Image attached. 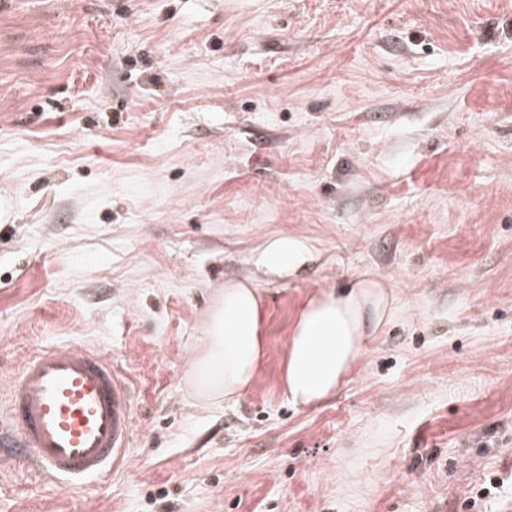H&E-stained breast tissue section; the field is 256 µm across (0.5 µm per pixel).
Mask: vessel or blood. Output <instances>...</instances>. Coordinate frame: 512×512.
Here are the masks:
<instances>
[{"mask_svg":"<svg viewBox=\"0 0 512 512\" xmlns=\"http://www.w3.org/2000/svg\"><path fill=\"white\" fill-rule=\"evenodd\" d=\"M135 393L118 358L77 344L31 352L0 386V464L78 488L125 467Z\"/></svg>","mask_w":512,"mask_h":512,"instance_id":"obj_1","label":"vessel or blood"}]
</instances>
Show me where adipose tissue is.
<instances>
[{
  "label": "adipose tissue",
  "instance_id": "obj_1",
  "mask_svg": "<svg viewBox=\"0 0 512 512\" xmlns=\"http://www.w3.org/2000/svg\"><path fill=\"white\" fill-rule=\"evenodd\" d=\"M313 259L305 239L273 236L261 247L256 264L272 278L295 275ZM264 303L255 281L234 277L212 298L185 377L199 407L233 406L253 387L264 349ZM395 310L393 288L368 274L309 292L288 333L283 397L298 409L331 398Z\"/></svg>",
  "mask_w": 512,
  "mask_h": 512
}]
</instances>
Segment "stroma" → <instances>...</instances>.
<instances>
[{
  "instance_id": "35a3bbf8",
  "label": "stroma",
  "mask_w": 512,
  "mask_h": 512,
  "mask_svg": "<svg viewBox=\"0 0 512 512\" xmlns=\"http://www.w3.org/2000/svg\"><path fill=\"white\" fill-rule=\"evenodd\" d=\"M0 198V364L86 344L136 390L125 468L0 466V512H512V0H0ZM288 234L318 259L201 409L206 307ZM363 273L394 318L291 407L296 310Z\"/></svg>"
}]
</instances>
